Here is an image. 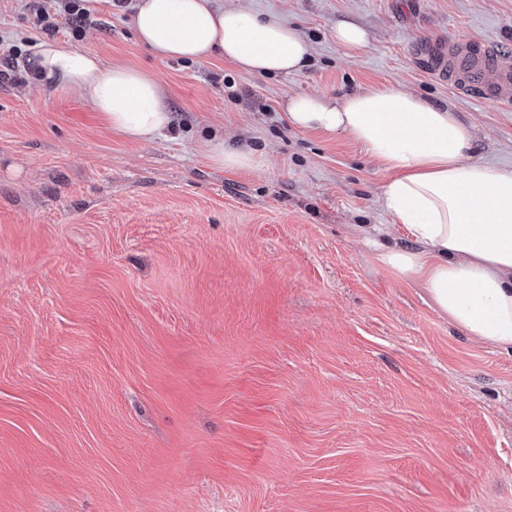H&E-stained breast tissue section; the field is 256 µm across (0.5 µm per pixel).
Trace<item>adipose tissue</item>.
I'll list each match as a JSON object with an SVG mask.
<instances>
[{"label": "adipose tissue", "mask_w": 512, "mask_h": 512, "mask_svg": "<svg viewBox=\"0 0 512 512\" xmlns=\"http://www.w3.org/2000/svg\"><path fill=\"white\" fill-rule=\"evenodd\" d=\"M137 40L162 59L219 55L247 75H292L310 47L295 27L218 0H136ZM44 77L88 102L112 131L140 140L173 127L161 82L59 40L37 44ZM288 121L345 134L390 171L381 206L408 245L379 252L396 276L419 283L442 314L478 340L512 348V169L469 161L474 137L448 107L396 87L330 100L297 94Z\"/></svg>", "instance_id": "adipose-tissue-1"}]
</instances>
